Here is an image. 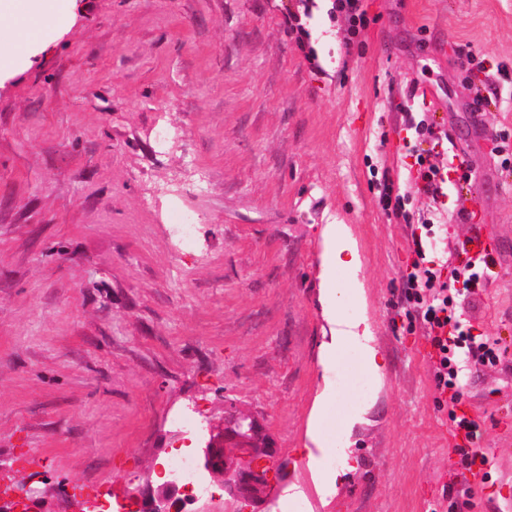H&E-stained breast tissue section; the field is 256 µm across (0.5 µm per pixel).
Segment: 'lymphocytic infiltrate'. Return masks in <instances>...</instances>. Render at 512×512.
I'll list each match as a JSON object with an SVG mask.
<instances>
[{
    "mask_svg": "<svg viewBox=\"0 0 512 512\" xmlns=\"http://www.w3.org/2000/svg\"><path fill=\"white\" fill-rule=\"evenodd\" d=\"M432 233L430 222H421L411 231L409 249L413 255L405 274L398 299L407 319L422 322L436 355L433 378L436 389L448 398V419L454 436L463 439L457 448L460 463L465 469L486 464L487 458L478 446L480 421L457 413L456 406L463 396L460 373L464 364L496 365L501 353L496 342L474 333L470 324L463 322L458 299L464 295L485 290L495 264L491 252L471 251L468 242H461L458 250L467 254L464 265L441 273L430 260L423 241Z\"/></svg>",
    "mask_w": 512,
    "mask_h": 512,
    "instance_id": "1",
    "label": "lymphocytic infiltrate"
}]
</instances>
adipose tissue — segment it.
I'll use <instances>...</instances> for the list:
<instances>
[{
	"instance_id": "obj_1",
	"label": "adipose tissue",
	"mask_w": 512,
	"mask_h": 512,
	"mask_svg": "<svg viewBox=\"0 0 512 512\" xmlns=\"http://www.w3.org/2000/svg\"><path fill=\"white\" fill-rule=\"evenodd\" d=\"M76 8L75 0H0V21L11 46L0 53V78L10 74L33 52L40 49L47 32L69 28ZM321 253V294L327 303L325 317L330 336L319 350L323 372H331L346 353H355L364 376L371 385L384 378V362L376 347L364 312L348 313L345 301L364 304L363 284L359 280L361 257L351 229L344 224L324 225ZM336 398L332 383H324L314 398L306 436L316 447L346 459L343 442H324L319 423Z\"/></svg>"
}]
</instances>
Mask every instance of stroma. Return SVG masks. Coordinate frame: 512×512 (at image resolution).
<instances>
[{
    "instance_id": "obj_1",
    "label": "stroma",
    "mask_w": 512,
    "mask_h": 512,
    "mask_svg": "<svg viewBox=\"0 0 512 512\" xmlns=\"http://www.w3.org/2000/svg\"><path fill=\"white\" fill-rule=\"evenodd\" d=\"M332 5L76 0L70 28L0 81V484L27 480L39 512H143L166 461L184 446L201 461L232 415L276 448L280 496L234 494L248 456L228 440L232 471L204 472L209 496L178 491L174 512H293L295 485L308 512H454L464 486L470 512H512V170L494 151L512 129V0H364L349 51ZM403 105L430 114L443 143L424 149L463 156L473 191L418 193ZM161 126L180 133L162 151ZM383 171L433 220L431 256L457 262L481 233L497 261L460 308L502 353L462 370L488 458L470 474L426 330L397 304L409 228L379 205ZM178 209L195 218L187 243L169 232ZM326 224L359 242L385 364L341 473L324 455L311 472L304 446ZM331 474L324 506L314 480Z\"/></svg>"
}]
</instances>
